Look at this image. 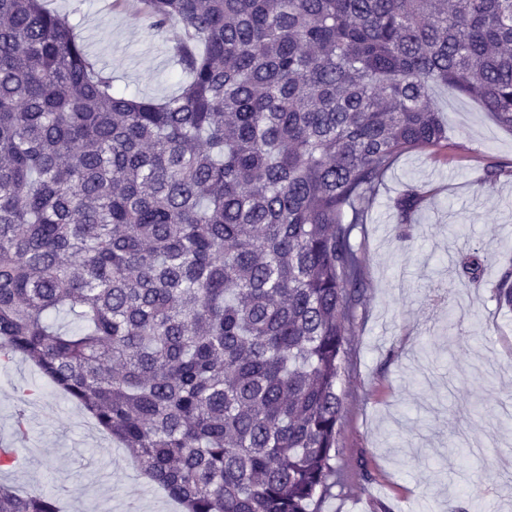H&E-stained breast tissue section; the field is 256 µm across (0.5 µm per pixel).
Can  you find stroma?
Listing matches in <instances>:
<instances>
[{
  "label": "stroma",
  "instance_id": "stroma-1",
  "mask_svg": "<svg viewBox=\"0 0 512 512\" xmlns=\"http://www.w3.org/2000/svg\"><path fill=\"white\" fill-rule=\"evenodd\" d=\"M47 0L86 51L127 94H175L176 31L154 33L135 0ZM433 100L448 128L444 147L400 154L354 233L365 291L339 391L340 465L350 483L322 512H512V310L495 287L512 268V131L476 101L439 85ZM503 173L485 179L489 165ZM424 191L399 240L393 201L405 185ZM463 224L466 236L448 227ZM479 248L481 282L461 286L455 260ZM466 310L448 326L455 295ZM37 391L29 440L0 483L51 493L62 512H181L128 452L86 430L88 414L23 358L0 367V435L14 429L23 391ZM466 446L452 454L449 442Z\"/></svg>",
  "mask_w": 512,
  "mask_h": 512
}]
</instances>
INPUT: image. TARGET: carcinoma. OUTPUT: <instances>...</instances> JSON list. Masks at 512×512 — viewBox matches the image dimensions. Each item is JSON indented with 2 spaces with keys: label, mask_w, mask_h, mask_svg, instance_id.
<instances>
[{
  "label": "carcinoma",
  "mask_w": 512,
  "mask_h": 512,
  "mask_svg": "<svg viewBox=\"0 0 512 512\" xmlns=\"http://www.w3.org/2000/svg\"><path fill=\"white\" fill-rule=\"evenodd\" d=\"M179 90L129 97L45 0H0V360L20 356L182 512H320L394 160L439 84L512 130V0H148ZM421 199L395 201L405 224ZM477 249L464 281L483 279ZM512 307V272L497 288ZM0 512H59L0 485Z\"/></svg>",
  "instance_id": "1"
}]
</instances>
